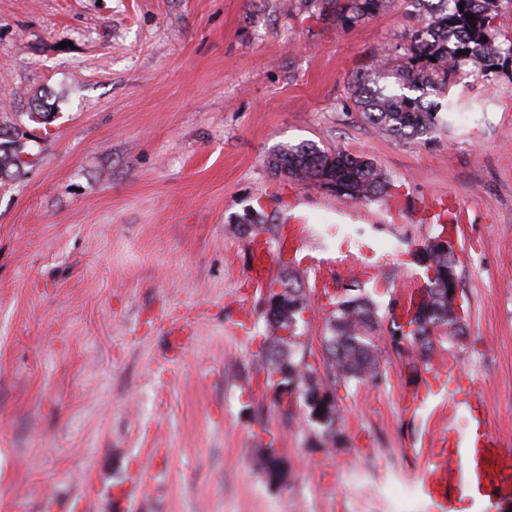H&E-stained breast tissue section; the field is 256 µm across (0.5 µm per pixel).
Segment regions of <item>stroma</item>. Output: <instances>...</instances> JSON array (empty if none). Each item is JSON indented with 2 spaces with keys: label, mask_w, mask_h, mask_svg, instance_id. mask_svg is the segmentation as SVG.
I'll return each mask as SVG.
<instances>
[{
  "label": "stroma",
  "mask_w": 512,
  "mask_h": 512,
  "mask_svg": "<svg viewBox=\"0 0 512 512\" xmlns=\"http://www.w3.org/2000/svg\"><path fill=\"white\" fill-rule=\"evenodd\" d=\"M309 10L0 0V143L27 133L25 164L0 177V512H431L418 475L440 421L403 411L425 374L386 316L425 284L411 250L456 211V359L512 441V62L451 86L486 111L385 136L350 82L406 43L412 6L347 28ZM302 141L370 159L389 197L274 175L269 156ZM261 243L270 280L295 270L308 295L315 358L350 279L378 306L383 377L338 393L337 445L265 385ZM269 447L279 484L256 463Z\"/></svg>",
  "instance_id": "1"
}]
</instances>
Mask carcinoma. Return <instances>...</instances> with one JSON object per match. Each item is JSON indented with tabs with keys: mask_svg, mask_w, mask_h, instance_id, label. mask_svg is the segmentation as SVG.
<instances>
[{
	"mask_svg": "<svg viewBox=\"0 0 512 512\" xmlns=\"http://www.w3.org/2000/svg\"><path fill=\"white\" fill-rule=\"evenodd\" d=\"M389 0H316L311 18L336 16L341 26L376 15ZM500 0H412L420 25L401 47L402 63L394 50L374 53L370 64L351 83V98L364 119L377 130L412 138L446 125L441 112L461 111L447 95L458 78L484 79L500 61L512 59V39L498 40L493 26ZM475 20L468 21L467 15ZM463 54H458V51ZM275 173L298 182L331 186L342 201L372 202L389 194L390 182L369 159L343 151L330 153L313 143L289 145L270 158ZM414 263L434 270L420 301L408 316L392 319L391 342L405 343L404 352L417 354L426 365L440 352H452L466 335L468 309L456 311L448 301V277H457L455 252L434 250L429 243L411 252ZM267 296L279 299V311L264 314L267 336L266 385L279 401L297 399L305 420L319 434L336 443L341 407L338 389L350 383L376 382L381 362L371 336L378 313L374 303L353 283L336 301L326 324L323 366L307 359L299 348V322L310 308L294 272L267 285Z\"/></svg>",
	"mask_w": 512,
	"mask_h": 512,
	"instance_id": "obj_1",
	"label": "carcinoma"
}]
</instances>
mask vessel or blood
<instances>
[{"label": "vessel or blood", "mask_w": 512, "mask_h": 512, "mask_svg": "<svg viewBox=\"0 0 512 512\" xmlns=\"http://www.w3.org/2000/svg\"><path fill=\"white\" fill-rule=\"evenodd\" d=\"M460 370L453 358L438 360L428 385L408 399L407 410L424 409L465 413L471 424L468 435L455 426L429 448L428 464L419 473L422 494L432 512H461L475 503L493 504L512 499V444L492 431L484 400L460 390Z\"/></svg>", "instance_id": "b4317fda"}]
</instances>
